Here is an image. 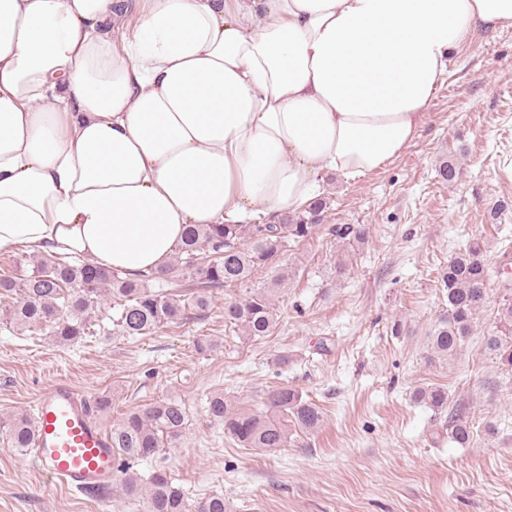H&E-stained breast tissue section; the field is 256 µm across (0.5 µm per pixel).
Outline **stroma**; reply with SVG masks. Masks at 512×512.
<instances>
[{
	"mask_svg": "<svg viewBox=\"0 0 512 512\" xmlns=\"http://www.w3.org/2000/svg\"><path fill=\"white\" fill-rule=\"evenodd\" d=\"M446 160L455 181L438 174ZM323 180L326 227L286 252L295 274L271 336L225 337L224 304L244 295L236 286L216 293L208 319L136 338L113 334L109 308L93 336L66 346L0 323V423L32 416L37 396L62 381L89 398L111 394L107 428L173 397L187 407L186 432L137 471L162 463L191 501L217 492L233 512H512V371L485 347L504 288L498 269L512 258V27L477 31L453 55L418 136L385 167ZM333 224H365L369 236L348 245L328 233ZM474 238L490 274L484 309L455 357L428 361L439 270ZM202 336L212 347L201 354ZM280 385L324 413L316 432L280 452L239 447L206 412L213 392L247 408ZM427 386L464 407L467 446L445 439L446 413L415 399ZM0 512L140 506L117 481L104 502L48 485L28 451L0 435Z\"/></svg>",
	"mask_w": 512,
	"mask_h": 512,
	"instance_id": "obj_1",
	"label": "stroma"
}]
</instances>
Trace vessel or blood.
Instances as JSON below:
<instances>
[{
	"instance_id": "vessel-or-blood-1",
	"label": "vessel or blood",
	"mask_w": 512,
	"mask_h": 512,
	"mask_svg": "<svg viewBox=\"0 0 512 512\" xmlns=\"http://www.w3.org/2000/svg\"><path fill=\"white\" fill-rule=\"evenodd\" d=\"M32 457L48 482L77 491L111 486L119 474L109 432L92 417L88 398L66 382L36 400Z\"/></svg>"
}]
</instances>
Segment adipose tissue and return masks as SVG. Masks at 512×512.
Returning <instances> with one entry per match:
<instances>
[{
	"mask_svg": "<svg viewBox=\"0 0 512 512\" xmlns=\"http://www.w3.org/2000/svg\"><path fill=\"white\" fill-rule=\"evenodd\" d=\"M0 0V250L158 270L381 169L512 0Z\"/></svg>",
	"mask_w": 512,
	"mask_h": 512,
	"instance_id": "1",
	"label": "adipose tissue"
}]
</instances>
